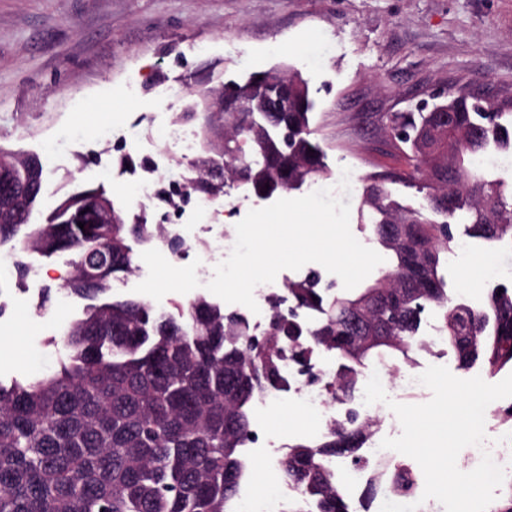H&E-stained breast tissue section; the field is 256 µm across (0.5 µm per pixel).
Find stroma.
I'll return each mask as SVG.
<instances>
[{
	"instance_id": "obj_1",
	"label": "stroma",
	"mask_w": 512,
	"mask_h": 512,
	"mask_svg": "<svg viewBox=\"0 0 512 512\" xmlns=\"http://www.w3.org/2000/svg\"><path fill=\"white\" fill-rule=\"evenodd\" d=\"M282 64L298 69L317 102L312 138L334 178L348 176L350 230L372 238L361 211L363 178L411 179L400 154L386 153L384 120L465 90L512 112V0H0V145L37 153L46 178L39 207L104 186L127 215L162 223L130 204L133 182L155 169L165 146L159 126L183 114L212 68L217 81ZM185 87L159 104L167 86ZM137 270L115 282L114 298H139L176 313L193 294L168 269L157 243L133 246ZM471 265L448 262V282L471 305L484 301L490 268L512 267V245L471 243ZM41 282L5 280L0 300V379L52 368L68 318L86 302L61 288L63 258L30 255ZM55 291L39 310L43 287ZM278 447L311 441L314 417L289 402L270 414Z\"/></svg>"
}]
</instances>
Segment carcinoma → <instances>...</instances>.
<instances>
[{
	"mask_svg": "<svg viewBox=\"0 0 512 512\" xmlns=\"http://www.w3.org/2000/svg\"><path fill=\"white\" fill-rule=\"evenodd\" d=\"M440 112L396 113L385 129L399 152L422 175L405 187L423 203L406 204L370 176L362 204L388 266L357 293L325 298L317 277L288 287L297 308L321 314L303 333L278 309L266 334L252 335L242 316L226 313L199 295L178 315L157 313L140 299H106L112 282L135 270L134 242L159 240L175 254L183 247L162 224H86L82 202L94 197L125 214L104 186L75 192L47 216L37 209L44 181L39 157L0 146V248L17 256L11 274L27 277L25 257H67L64 290L90 301L68 322L58 368L27 379H0V512H239L248 481L245 444L249 405L280 383V360L289 349L303 359L312 349L336 359L335 395L348 396L371 357L404 362L423 346L420 329L433 310L441 330L470 341L455 351L460 367L491 372L512 368V282L490 288L483 306H470L448 288V253L465 237L487 245L512 241V174L482 165L496 152L512 154V113L465 95L445 100ZM316 102L311 95L288 101L280 117L250 100L227 113L232 127L224 171L212 173L216 156L207 135V157L197 161L198 192L216 201L231 180L261 199L300 190L331 177L325 155L310 139ZM395 224H416L425 248L427 293L412 278L406 244L386 233ZM378 327L385 341L359 359L337 345L355 317ZM372 419L354 416L331 426L315 444L289 447L283 471L295 489L281 512H353L339 492L327 460L355 465L370 436ZM352 441L348 448L336 440ZM409 494L410 481L387 466L365 496L381 484ZM490 512H512V477Z\"/></svg>",
	"mask_w": 512,
	"mask_h": 512,
	"instance_id": "cac0c4a2",
	"label": "carcinoma"
}]
</instances>
